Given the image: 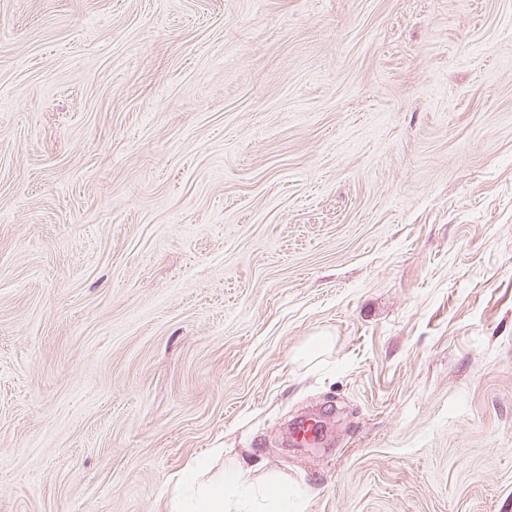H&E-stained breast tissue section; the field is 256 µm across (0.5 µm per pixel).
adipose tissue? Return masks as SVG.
<instances>
[{"label":"adipose tissue","mask_w":512,"mask_h":512,"mask_svg":"<svg viewBox=\"0 0 512 512\" xmlns=\"http://www.w3.org/2000/svg\"><path fill=\"white\" fill-rule=\"evenodd\" d=\"M223 456V449H213L174 486L168 512H295L298 496L286 476L269 473L252 481L241 466L221 467Z\"/></svg>","instance_id":"obj_1"}]
</instances>
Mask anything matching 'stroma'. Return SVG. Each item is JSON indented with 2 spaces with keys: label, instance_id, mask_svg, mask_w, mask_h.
<instances>
[{
  "label": "stroma",
  "instance_id": "obj_1",
  "mask_svg": "<svg viewBox=\"0 0 512 512\" xmlns=\"http://www.w3.org/2000/svg\"><path fill=\"white\" fill-rule=\"evenodd\" d=\"M213 448L512 512V0H0V512Z\"/></svg>",
  "mask_w": 512,
  "mask_h": 512
}]
</instances>
